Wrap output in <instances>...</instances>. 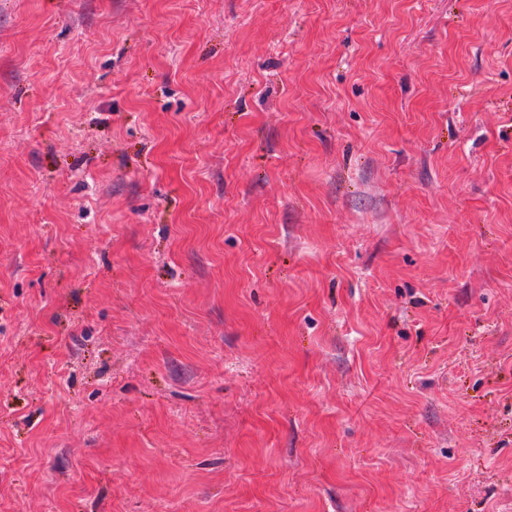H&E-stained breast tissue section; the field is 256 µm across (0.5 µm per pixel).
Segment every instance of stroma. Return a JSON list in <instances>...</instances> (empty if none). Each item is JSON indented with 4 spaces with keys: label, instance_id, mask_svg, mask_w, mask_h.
Returning a JSON list of instances; mask_svg holds the SVG:
<instances>
[{
    "label": "stroma",
    "instance_id": "obj_1",
    "mask_svg": "<svg viewBox=\"0 0 512 512\" xmlns=\"http://www.w3.org/2000/svg\"><path fill=\"white\" fill-rule=\"evenodd\" d=\"M0 512H512V0H0Z\"/></svg>",
    "mask_w": 512,
    "mask_h": 512
}]
</instances>
